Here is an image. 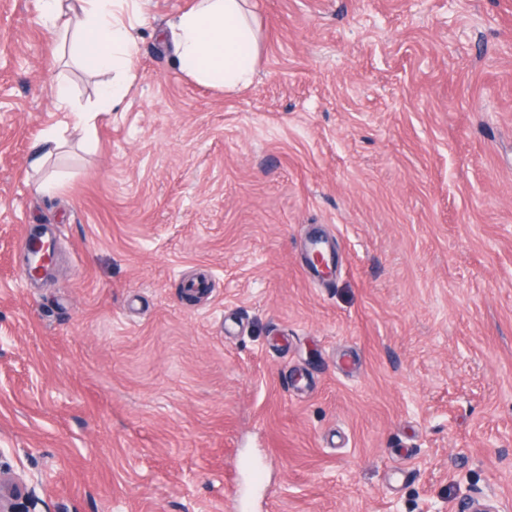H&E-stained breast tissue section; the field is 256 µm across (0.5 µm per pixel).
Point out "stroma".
Instances as JSON below:
<instances>
[{
    "mask_svg": "<svg viewBox=\"0 0 512 512\" xmlns=\"http://www.w3.org/2000/svg\"><path fill=\"white\" fill-rule=\"evenodd\" d=\"M194 2L139 0L43 195L102 77L0 0V469L31 512H512V0H253L231 93L158 37Z\"/></svg>",
    "mask_w": 512,
    "mask_h": 512,
    "instance_id": "stroma-1",
    "label": "stroma"
}]
</instances>
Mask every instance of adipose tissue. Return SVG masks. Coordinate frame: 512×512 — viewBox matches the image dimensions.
Listing matches in <instances>:
<instances>
[{
	"mask_svg": "<svg viewBox=\"0 0 512 512\" xmlns=\"http://www.w3.org/2000/svg\"><path fill=\"white\" fill-rule=\"evenodd\" d=\"M51 37L70 38L76 63L105 75L93 102L76 109L65 84L56 87V108L79 111L83 124L113 111L135 78L137 0H39ZM177 70L187 79L224 91L248 86L262 53L259 24L248 0H195L160 34Z\"/></svg>",
	"mask_w": 512,
	"mask_h": 512,
	"instance_id": "obj_1",
	"label": "adipose tissue"
}]
</instances>
